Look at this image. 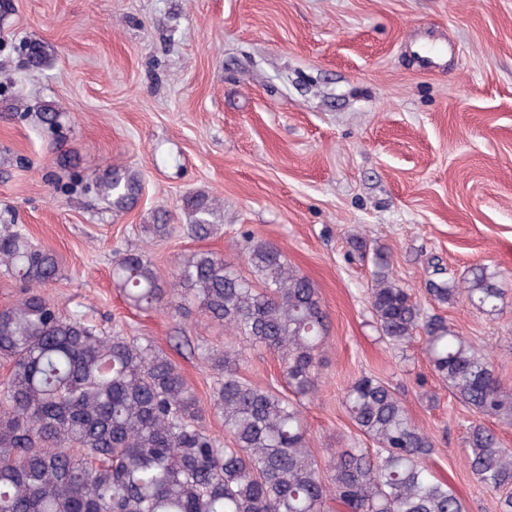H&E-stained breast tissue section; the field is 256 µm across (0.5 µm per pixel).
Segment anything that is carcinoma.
<instances>
[{
    "instance_id": "carcinoma-1",
    "label": "carcinoma",
    "mask_w": 512,
    "mask_h": 512,
    "mask_svg": "<svg viewBox=\"0 0 512 512\" xmlns=\"http://www.w3.org/2000/svg\"><path fill=\"white\" fill-rule=\"evenodd\" d=\"M39 67L44 44L22 45ZM101 197L115 212L138 202L141 175L106 166L92 184L76 187ZM188 237L205 240L223 224L219 201L185 195ZM244 275L224 257L196 250L176 261L171 279L144 252L112 264V282L138 310L191 304L224 326V348L197 346L217 375L211 395L224 421L225 442L203 425L202 408L180 369L150 341L108 335L83 314L59 313L44 288L60 276L55 253L38 248L24 230L0 233V270L23 283L15 303L0 308V512H466L448 483L430 471L431 437L409 416L384 381L368 375L346 388L350 419L373 448H338L320 465L300 398L315 392L328 315L312 281L271 242L247 237ZM369 303L382 336L400 348L423 331L424 352L452 394L482 415L512 425V388L441 316L427 315L389 273L387 254L373 252ZM500 273L471 268L461 286L429 283L441 303L463 292L472 307L498 311ZM277 355L285 388L254 386L239 376V344ZM470 472L512 512V449L491 429L466 426Z\"/></svg>"
}]
</instances>
